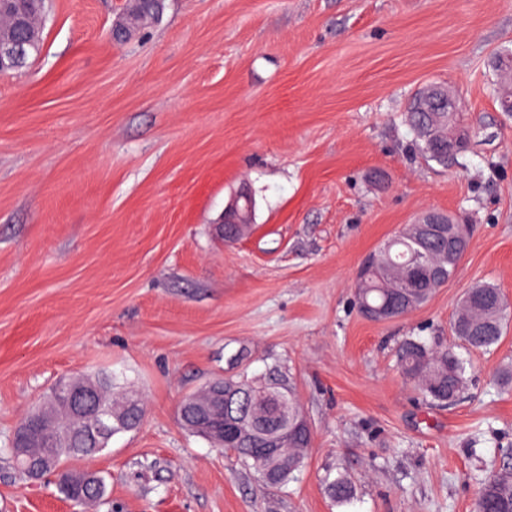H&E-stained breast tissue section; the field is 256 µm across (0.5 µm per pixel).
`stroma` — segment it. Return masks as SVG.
Returning a JSON list of instances; mask_svg holds the SVG:
<instances>
[{
	"label": "stroma",
	"instance_id": "stroma-1",
	"mask_svg": "<svg viewBox=\"0 0 512 512\" xmlns=\"http://www.w3.org/2000/svg\"><path fill=\"white\" fill-rule=\"evenodd\" d=\"M51 0L29 68L0 73V445L62 378L108 374L145 416L86 469V512H474L512 464V326L468 351L435 407L396 365L450 342L468 288L512 303V112L494 94L512 0ZM447 86L475 135L442 165L411 146L413 95ZM248 192L253 226L219 220ZM426 211L470 225L448 283L385 322L353 305L362 260ZM281 366L313 427L295 481L264 482L182 425L183 394ZM350 474L337 505L326 481ZM0 512H74L0 458ZM160 0H138L132 2L131 9L125 18V22L131 24L132 28L148 20L155 19L160 12ZM253 209L254 204L252 198L247 193H240L237 197L236 210L235 215L238 221L241 224H236L237 222L228 218V214L224 218V242L225 244H233L240 240L247 229L250 227L253 219Z\"/></svg>",
	"mask_w": 512,
	"mask_h": 512
}]
</instances>
